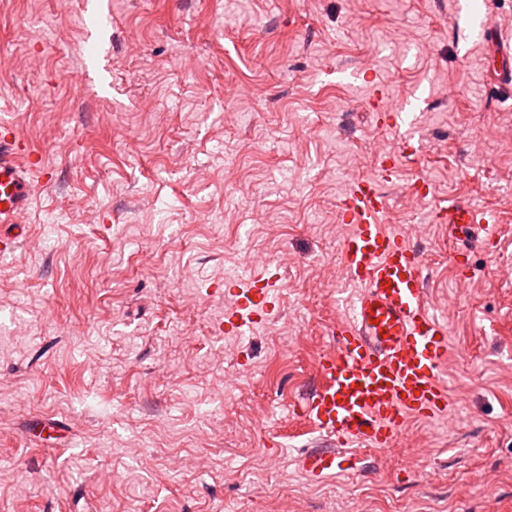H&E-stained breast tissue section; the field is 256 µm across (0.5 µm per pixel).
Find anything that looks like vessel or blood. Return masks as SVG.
Masks as SVG:
<instances>
[{
	"instance_id": "1",
	"label": "vessel or blood",
	"mask_w": 512,
	"mask_h": 512,
	"mask_svg": "<svg viewBox=\"0 0 512 512\" xmlns=\"http://www.w3.org/2000/svg\"><path fill=\"white\" fill-rule=\"evenodd\" d=\"M481 38L500 66V85L512 88V42L488 24ZM398 165L396 155L381 156L379 179H355L341 201L343 221L352 227L342 241L343 265L363 291L347 318L330 326L335 349L319 362L321 382L297 403L325 442L298 458L312 481L357 470L361 450L396 445L407 418L448 416V389L441 378L450 348L448 326L427 303L421 251L382 222L387 199L381 184L391 181ZM46 175L41 156L17 128L0 122V255L13 252L27 235L20 219ZM434 213L450 238L472 233L485 244L496 239L498 215L488 207L455 199ZM281 288L279 274L267 269L233 284L235 304L224 316L225 333L241 335L263 322Z\"/></svg>"
}]
</instances>
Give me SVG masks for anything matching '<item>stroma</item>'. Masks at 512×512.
Here are the masks:
<instances>
[{"label": "stroma", "instance_id": "obj_1", "mask_svg": "<svg viewBox=\"0 0 512 512\" xmlns=\"http://www.w3.org/2000/svg\"><path fill=\"white\" fill-rule=\"evenodd\" d=\"M84 2L0 0V122L52 174L0 257V512H512V98L477 35L512 0ZM409 134L383 222L423 251L454 421L312 482L291 404L357 293L339 202ZM451 198L499 214L465 267ZM266 265L279 307L221 333Z\"/></svg>", "mask_w": 512, "mask_h": 512}]
</instances>
